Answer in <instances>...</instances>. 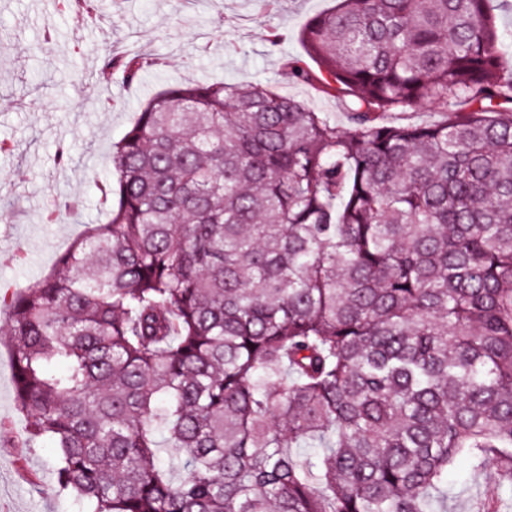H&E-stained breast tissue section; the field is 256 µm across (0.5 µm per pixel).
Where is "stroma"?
Returning a JSON list of instances; mask_svg holds the SVG:
<instances>
[{
  "label": "stroma",
  "instance_id": "obj_1",
  "mask_svg": "<svg viewBox=\"0 0 512 512\" xmlns=\"http://www.w3.org/2000/svg\"><path fill=\"white\" fill-rule=\"evenodd\" d=\"M335 0H104L96 19L75 23L62 0H0V512H78L74 494L59 489L55 450L24 444L27 417L15 404L12 357L6 344L9 298L50 273L59 253L106 208L96 188L113 142L136 112L163 86L223 79L272 85L339 128L349 122L339 99L312 84L293 81L287 62L305 59L299 32ZM53 25L55 39L42 30ZM276 27L286 38L270 46ZM142 54L158 66L130 85L101 84L96 75L108 51ZM66 147L67 165L56 159ZM80 207L47 222L51 201ZM448 512H482L488 499L512 497L499 488L495 469H473L460 458L448 469Z\"/></svg>",
  "mask_w": 512,
  "mask_h": 512
}]
</instances>
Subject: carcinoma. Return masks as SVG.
Masks as SVG:
<instances>
[{"label":"carcinoma","mask_w":512,"mask_h":512,"mask_svg":"<svg viewBox=\"0 0 512 512\" xmlns=\"http://www.w3.org/2000/svg\"><path fill=\"white\" fill-rule=\"evenodd\" d=\"M300 39L318 72L289 78L350 128L268 86L165 88L112 145L107 222L13 294L25 442L56 448L82 512H447L459 457L512 484L489 0H339ZM157 65L110 54L100 81ZM422 103L444 119L384 121Z\"/></svg>","instance_id":"cac0c4a2"}]
</instances>
